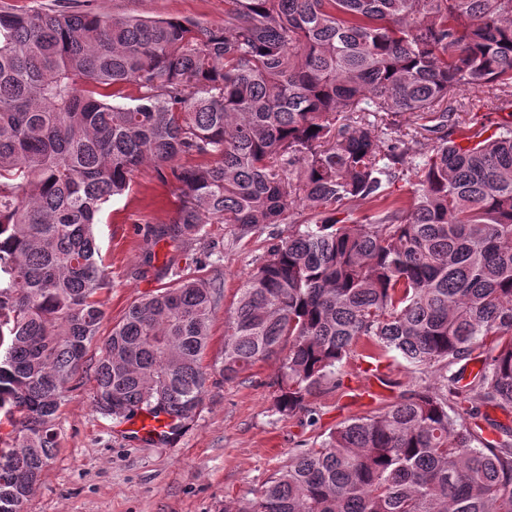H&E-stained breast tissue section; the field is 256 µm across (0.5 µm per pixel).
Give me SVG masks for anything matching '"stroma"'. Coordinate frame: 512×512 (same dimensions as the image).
Here are the masks:
<instances>
[{"label": "stroma", "instance_id": "obj_1", "mask_svg": "<svg viewBox=\"0 0 512 512\" xmlns=\"http://www.w3.org/2000/svg\"><path fill=\"white\" fill-rule=\"evenodd\" d=\"M66 2L114 16L191 19L203 26L224 21V0H0V7L51 11ZM504 98L491 84L456 91L448 100L456 136L473 135L484 115L499 120L511 116L501 108ZM180 206L177 188L150 166L135 175L127 193L105 205L96 234L111 286L100 296L106 314L101 335L110 333L130 305L160 287L156 271L173 245L150 242L148 231L170 223ZM207 230L189 255L195 258L211 248L221 253L218 263L198 271L201 278L224 281L204 356L209 365L222 350L224 321L241 285L256 259L287 236L288 227L276 224L243 234L230 224H211ZM148 254L154 270L146 274L142 268ZM88 356L82 384L56 420L59 451L22 512H224L225 504L250 499L290 454L319 445L340 422L438 380L437 372H414L391 352L382 367L390 384L378 400L368 401L359 390L366 363L357 355L347 364L341 387L309 398L310 415L283 419L273 409L278 364L269 360L233 381L212 376L194 422L177 440L149 442L97 408L93 361L99 352L90 349Z\"/></svg>", "mask_w": 512, "mask_h": 512}]
</instances>
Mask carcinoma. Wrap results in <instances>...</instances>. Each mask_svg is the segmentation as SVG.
Masks as SVG:
<instances>
[{
	"label": "carcinoma",
	"instance_id": "1",
	"mask_svg": "<svg viewBox=\"0 0 512 512\" xmlns=\"http://www.w3.org/2000/svg\"><path fill=\"white\" fill-rule=\"evenodd\" d=\"M129 82L139 96L112 101ZM486 84L512 89V0H224L210 27L0 9V506L21 512L59 449L110 288L95 226L152 164L183 198L151 234L174 243L168 282L112 327L100 410L179 431L211 372L275 358L273 407L294 417L365 342L376 379L395 351L437 386L339 423L236 512H512V428L488 441L466 418L512 411V119L465 145L445 131L448 97ZM381 112L436 124L394 138ZM300 203L314 220L266 250L204 366L223 284L182 256L207 224L247 234Z\"/></svg>",
	"mask_w": 512,
	"mask_h": 512
}]
</instances>
